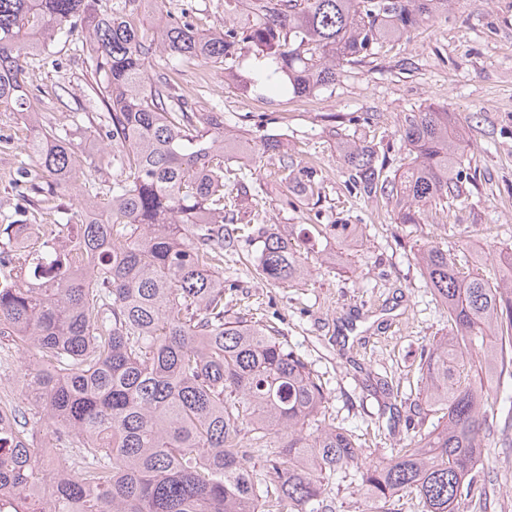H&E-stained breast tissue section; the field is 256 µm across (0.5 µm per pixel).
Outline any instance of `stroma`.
Masks as SVG:
<instances>
[{
  "instance_id": "stroma-1",
  "label": "stroma",
  "mask_w": 512,
  "mask_h": 512,
  "mask_svg": "<svg viewBox=\"0 0 512 512\" xmlns=\"http://www.w3.org/2000/svg\"><path fill=\"white\" fill-rule=\"evenodd\" d=\"M79 36L58 40L25 73L35 110L46 128H66L84 108L77 134L85 166L101 184L112 183L104 156L112 145L91 93L93 76L79 56ZM253 59L224 67L195 61L182 65L175 89L195 112L218 105L224 123L242 131L246 145L231 169L261 182L263 210L231 196L234 245L224 252V303L230 315L275 327L278 338L318 375L325 412L367 448L372 460L429 432L438 413L419 408L418 366L433 337L448 329V315L427 287L417 261L420 246L454 254L462 273L494 279L500 252L512 250V0H455L410 38L387 44L364 63L346 67L333 91L290 101L250 85ZM455 112L466 128L471 161L467 196L447 213L427 212L424 223H398L385 201L349 192L331 126L342 124L370 143L389 169L405 151L397 130L406 114L430 104ZM282 136L298 161L316 166L323 181L318 212L291 197L278 160L264 154L266 135ZM28 132L0 106V213L21 224H74L78 197L31 190L20 168L29 160ZM358 225V238L313 239L311 275L294 285H272L257 272L260 244L243 233L273 228L296 237L319 222ZM388 378L393 394L379 380ZM478 487L493 501L490 512H512V447L485 448Z\"/></svg>"
}]
</instances>
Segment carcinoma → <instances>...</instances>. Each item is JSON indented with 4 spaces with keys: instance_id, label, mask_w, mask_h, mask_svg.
Wrapping results in <instances>:
<instances>
[{
    "instance_id": "obj_1",
    "label": "carcinoma",
    "mask_w": 512,
    "mask_h": 512,
    "mask_svg": "<svg viewBox=\"0 0 512 512\" xmlns=\"http://www.w3.org/2000/svg\"><path fill=\"white\" fill-rule=\"evenodd\" d=\"M157 13L150 32L141 5ZM448 0H224V29L200 34L191 7L163 0H0V104L28 126L31 189L92 196L73 133L44 128L25 87L28 59L78 33L92 90L112 141L107 199L86 205L76 235L29 239L0 217V337L22 353L24 405L0 410V497L23 512H337L326 480L356 469L381 512L414 495L425 512H458L475 486L483 449L512 423L494 421L493 386L512 378V252L498 277L465 276L448 252L417 259L448 312L420 366L422 398L441 413L433 431L379 462L326 422L322 383L268 329L224 310V148L242 142L224 113H196L174 93L179 65L254 55L252 83L290 100L336 85L344 68L418 29ZM167 67L149 78L157 55ZM410 161L388 174L376 151L340 135L347 186L394 207L401 224L463 194V126L428 105L405 116ZM263 142L282 180L308 204L321 200L317 170ZM253 203L263 191L238 179ZM319 236L356 237L355 224H314ZM260 275L290 284L310 274L301 249L258 230ZM78 448L72 470L45 463L53 443Z\"/></svg>"
}]
</instances>
